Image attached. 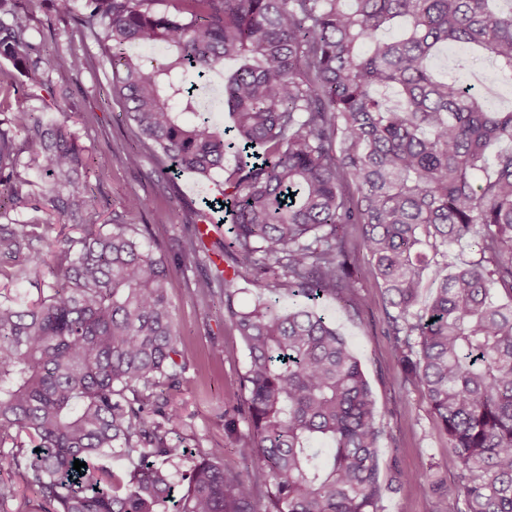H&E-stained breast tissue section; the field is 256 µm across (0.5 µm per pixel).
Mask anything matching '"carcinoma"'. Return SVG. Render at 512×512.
Listing matches in <instances>:
<instances>
[{
	"instance_id": "obj_1",
	"label": "carcinoma",
	"mask_w": 512,
	"mask_h": 512,
	"mask_svg": "<svg viewBox=\"0 0 512 512\" xmlns=\"http://www.w3.org/2000/svg\"><path fill=\"white\" fill-rule=\"evenodd\" d=\"M82 0L67 51L28 37L17 0H0V60L32 82L51 72L112 70V91L160 178L224 181L232 204L227 275L198 226L178 254L210 264L195 298L220 306L247 351L228 404L247 432L248 466L224 449L171 441L183 425L171 392L185 347L167 290L169 267L140 229L99 206L87 177L108 176L83 156L67 122L34 112L0 119V259L45 265L48 293L0 294V512L17 499L12 475L38 512H378L384 429L345 339L322 314L268 300L241 311L231 287L250 280L316 302L365 306L352 260L365 252L386 298V335L402 381L427 400L462 476L454 512H512V110H497L430 66L464 44L512 75V10L489 0ZM394 27L401 33L386 32ZM93 39L95 59L75 41ZM163 49L133 57L135 46ZM224 83L231 124L201 111L200 87ZM395 87L400 107L377 89ZM40 193H23L33 182ZM151 200L126 196L125 212ZM19 208L35 215L10 216ZM67 216L52 263L32 227ZM467 242L479 258L465 260ZM446 274L419 307L430 264ZM508 293L503 301L496 288ZM26 436L29 442L21 440ZM129 465L117 472L108 461ZM86 463L81 470L73 462ZM185 491L174 496L170 466Z\"/></svg>"
}]
</instances>
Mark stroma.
I'll list each match as a JSON object with an SVG mask.
<instances>
[{
	"label": "stroma",
	"instance_id": "1",
	"mask_svg": "<svg viewBox=\"0 0 512 512\" xmlns=\"http://www.w3.org/2000/svg\"><path fill=\"white\" fill-rule=\"evenodd\" d=\"M18 8L34 43L48 52L66 46L74 22L59 11L57 0H18ZM469 54V48L453 45L434 64L439 70L460 74L465 84L485 93L484 78L497 76L498 67L484 55L475 71L457 70L456 60ZM111 81L112 71L107 66L63 77L53 73L40 84L20 76L9 98L0 103V111L40 112L45 120L67 121L91 165L109 169L107 180L92 185L99 200L93 223L122 213L129 193L152 199L150 210L125 216L127 223L148 227L150 245L169 260L168 291L176 305V323L187 355L184 382L175 396L186 423L179 434L189 447L198 440L207 447H224L225 464L237 467L241 460L234 436L224 427V408L228 392L238 387L245 369V346L214 309L193 299L204 266L176 254L182 229L197 221L203 199L223 195L224 177L218 174L202 182L184 173L162 186L152 158H145L137 168L123 165L120 154L135 148L136 143L112 96ZM353 272L367 306L356 310L330 297L316 309L328 317L357 356L380 410L377 421L386 429L379 441V478L385 491L378 510L451 512L450 489L459 474L458 462L426 399L418 390L402 385L399 360L384 333L383 291L364 254L356 255Z\"/></svg>",
	"mask_w": 512,
	"mask_h": 512
}]
</instances>
